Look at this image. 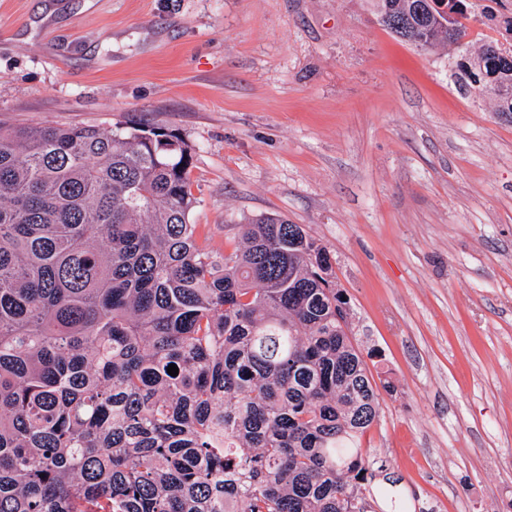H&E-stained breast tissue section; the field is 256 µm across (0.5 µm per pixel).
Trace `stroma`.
<instances>
[{
  "mask_svg": "<svg viewBox=\"0 0 512 512\" xmlns=\"http://www.w3.org/2000/svg\"><path fill=\"white\" fill-rule=\"evenodd\" d=\"M424 50L374 0H0V122L142 123L193 149L214 253L280 214L329 250L388 372L362 445L425 512H512V114L457 80L512 0Z\"/></svg>",
  "mask_w": 512,
  "mask_h": 512,
  "instance_id": "1",
  "label": "stroma"
}]
</instances>
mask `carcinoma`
<instances>
[{"mask_svg":"<svg viewBox=\"0 0 512 512\" xmlns=\"http://www.w3.org/2000/svg\"><path fill=\"white\" fill-rule=\"evenodd\" d=\"M448 0H376L433 48ZM463 70L498 97L512 53ZM192 149L139 125H0V512H354L379 390L332 257L261 216L214 255ZM174 364L179 372H167ZM390 512H407L394 487Z\"/></svg>","mask_w":512,"mask_h":512,"instance_id":"cac0c4a2","label":"carcinoma"}]
</instances>
